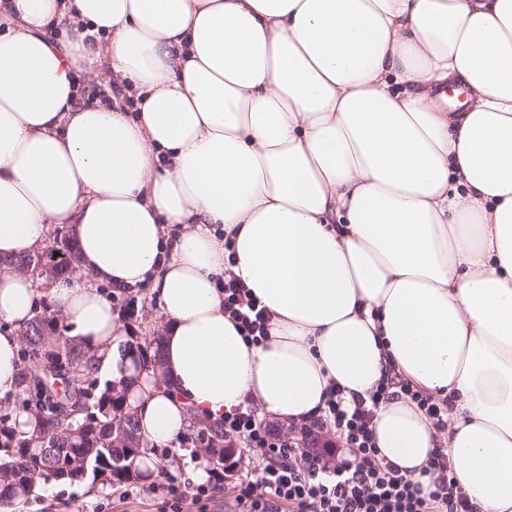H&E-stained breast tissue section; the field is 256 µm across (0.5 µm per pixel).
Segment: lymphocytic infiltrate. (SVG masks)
Wrapping results in <instances>:
<instances>
[{
	"instance_id": "lymphocytic-infiltrate-1",
	"label": "lymphocytic infiltrate",
	"mask_w": 512,
	"mask_h": 512,
	"mask_svg": "<svg viewBox=\"0 0 512 512\" xmlns=\"http://www.w3.org/2000/svg\"><path fill=\"white\" fill-rule=\"evenodd\" d=\"M222 292L224 313L243 338L265 339L271 316L232 272H225ZM398 393L437 429L447 427V403L389 378L349 401L329 387L323 408L284 429L264 423L249 403L225 414V439L241 441L262 460L238 483L233 512H475L455 484L445 449H436L425 468L434 477L429 489L379 457L372 420Z\"/></svg>"
}]
</instances>
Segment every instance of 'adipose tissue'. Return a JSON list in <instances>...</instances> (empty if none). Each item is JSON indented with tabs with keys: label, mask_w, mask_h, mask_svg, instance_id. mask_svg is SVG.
Returning a JSON list of instances; mask_svg holds the SVG:
<instances>
[{
	"label": "adipose tissue",
	"mask_w": 512,
	"mask_h": 512,
	"mask_svg": "<svg viewBox=\"0 0 512 512\" xmlns=\"http://www.w3.org/2000/svg\"><path fill=\"white\" fill-rule=\"evenodd\" d=\"M52 224L84 275L44 288L13 263ZM0 260L1 400L43 301L118 378L102 290L146 285L148 442L394 376L448 431L394 398L381 457L427 485L446 444L477 512H512V0H0ZM228 269L271 315L261 343L224 313Z\"/></svg>",
	"instance_id": "obj_1"
}]
</instances>
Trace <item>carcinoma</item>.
I'll return each mask as SVG.
<instances>
[{
    "mask_svg": "<svg viewBox=\"0 0 512 512\" xmlns=\"http://www.w3.org/2000/svg\"><path fill=\"white\" fill-rule=\"evenodd\" d=\"M19 329L22 367L12 405L0 408V506L38 496L48 480L110 490L151 484L161 464L185 446L206 465L209 476L224 480V448H200L197 422L158 449L140 433L134 390L142 374L159 375L158 337L129 336L121 355L127 372L100 382L95 352L82 342L60 337L52 328L57 313L43 309Z\"/></svg>",
    "mask_w": 512,
    "mask_h": 512,
    "instance_id": "cac0c4a2",
    "label": "carcinoma"
}]
</instances>
